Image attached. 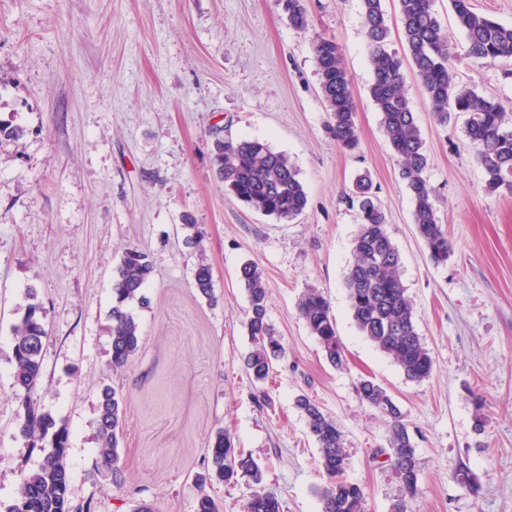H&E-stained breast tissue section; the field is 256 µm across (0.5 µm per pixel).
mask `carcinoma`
Instances as JSON below:
<instances>
[{
	"label": "carcinoma",
	"mask_w": 512,
	"mask_h": 512,
	"mask_svg": "<svg viewBox=\"0 0 512 512\" xmlns=\"http://www.w3.org/2000/svg\"><path fill=\"white\" fill-rule=\"evenodd\" d=\"M288 23L296 30L309 28L305 0H280ZM456 25L463 33L467 55L484 63L512 60V24L500 23L476 11L472 0H450ZM434 0H398L401 36L416 89L427 100L437 125L446 127L464 117V130L483 171L485 189L512 195V115L491 95H480L459 85L451 68V50L433 8ZM362 26L369 44L373 81L370 97L381 115L383 134L397 157L400 176L412 201V220L435 264L448 260L451 246L437 215L436 196L426 172L428 154L413 112L403 60L388 50L391 22L384 0H360ZM318 89L328 112L327 130L343 148L355 149L360 131L351 79L340 48L331 39L314 40ZM214 160L218 177L230 192L248 207L280 221H291L307 208L308 197L299 173L288 155L258 139L215 142ZM358 202L359 224L353 243L354 260L345 276L349 307L358 330L381 353L390 357L411 382L431 376L433 360L419 333L413 303L401 276V256L388 230L385 213L375 202L368 174L353 184ZM153 267L136 248L125 249L112 284V369L124 367L139 349L141 327L130 304L145 301L142 290ZM199 295L214 301L211 268L200 257L194 271ZM239 281L248 298V334L253 343L245 367L256 382L266 381L282 346L268 322V290L263 271L253 262L240 266ZM300 317L316 338L327 361L345 365L330 304L315 288H308L297 304ZM14 387L21 399L17 427L23 437L43 448L40 466L25 476L6 512H72L69 498L68 453L70 430L63 420L44 412L37 402L42 377L43 340L47 336L43 308L27 307L13 325ZM357 392L387 419L385 463L400 482L402 494L394 512H409L418 492L419 461L407 425L388 391L370 379H362ZM296 406L319 448V466L328 482L316 489L320 512H366L361 488L344 478L348 456L344 435L336 422L308 397ZM125 411L115 388L103 387L98 394L97 448L99 464L122 481L120 448ZM207 468L198 477L196 512H220L206 487L236 483L240 479L258 485L262 470L257 462L237 449L231 437L218 431L207 448ZM245 512H282V504L270 492L257 490Z\"/></svg>",
	"instance_id": "obj_1"
}]
</instances>
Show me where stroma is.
<instances>
[{"label":"stroma","instance_id":"1","mask_svg":"<svg viewBox=\"0 0 512 512\" xmlns=\"http://www.w3.org/2000/svg\"><path fill=\"white\" fill-rule=\"evenodd\" d=\"M309 31L289 26L279 0H0V121L24 128L0 140V512L42 460L17 429L13 325L31 302L44 311L43 411L71 430L70 500L90 512H194L196 478L217 431L263 472L283 512H319L327 476L295 400L304 394L344 433V477L368 512H391L400 484L383 463L384 417L361 400L368 378L399 406L420 462L412 512H512V195L484 188L462 124L438 126L426 100L413 110L430 158L427 177L448 232L435 265L369 96L372 70L360 0H305ZM460 85L512 113V61L467 55L449 0H435ZM341 49L360 143L339 147L318 93L313 40ZM258 138L288 154L308 196L297 219L257 213L215 175L218 139ZM369 174L399 249L401 274L434 366L405 379L355 326L344 277ZM202 237L185 242L184 215ZM153 273L132 303L137 353L112 369V274L127 247ZM206 257L215 304L194 269ZM265 273L268 319L284 348L255 383L245 261ZM328 299L346 357H324L297 311L300 295ZM122 396L121 483L95 467L97 396ZM266 392L267 402L257 399ZM475 475L474 485L457 474Z\"/></svg>","mask_w":512,"mask_h":512}]
</instances>
